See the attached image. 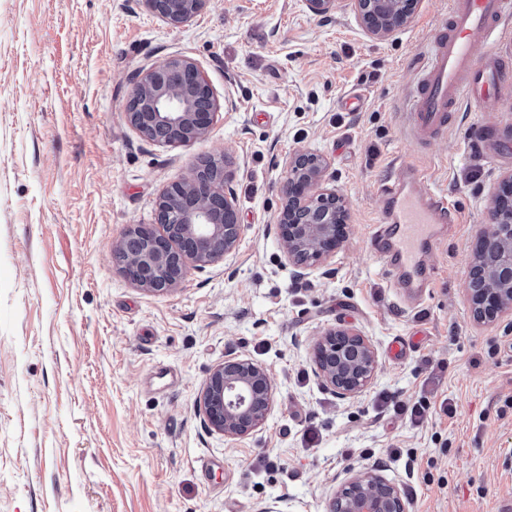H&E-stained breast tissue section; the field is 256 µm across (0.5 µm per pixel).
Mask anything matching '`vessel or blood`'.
<instances>
[{
  "label": "vessel or blood",
  "instance_id": "1",
  "mask_svg": "<svg viewBox=\"0 0 512 512\" xmlns=\"http://www.w3.org/2000/svg\"><path fill=\"white\" fill-rule=\"evenodd\" d=\"M509 19L512 0H449L410 96L407 120L416 139L446 131L462 104L483 111L502 99L506 60L494 48ZM479 43L488 48L481 59L474 53ZM427 183L426 175L409 165L401 179L380 189L382 219L374 243L387 275L411 293L432 287L435 272L422 256L440 243L443 226L455 213L447 196L429 192Z\"/></svg>",
  "mask_w": 512,
  "mask_h": 512
}]
</instances>
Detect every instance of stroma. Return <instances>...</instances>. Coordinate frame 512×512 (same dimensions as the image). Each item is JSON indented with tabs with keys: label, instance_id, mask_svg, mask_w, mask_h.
Returning a JSON list of instances; mask_svg holds the SVG:
<instances>
[{
	"label": "stroma",
	"instance_id": "obj_1",
	"mask_svg": "<svg viewBox=\"0 0 512 512\" xmlns=\"http://www.w3.org/2000/svg\"><path fill=\"white\" fill-rule=\"evenodd\" d=\"M447 12L448 0H419L375 37L350 7L320 16L305 0H206L181 26L145 0H0V512H328L347 474L376 461L410 512L512 503V315L475 322L466 295L512 175L500 155L512 88L493 111L462 106L428 142L404 131ZM173 56L233 101L188 146L128 121L135 75ZM301 151L325 156L349 224L335 257L302 276L277 230L284 167ZM213 157L236 198V249L173 291L137 287L115 242L156 225L162 191ZM404 163L458 211L425 257L437 277L420 301L390 287L370 244L378 190ZM332 327L377 351L360 395L317 373L313 346ZM233 356L267 367L274 404L261 428L227 439L198 401ZM400 400L426 403L422 419L394 410Z\"/></svg>",
	"mask_w": 512,
	"mask_h": 512
}]
</instances>
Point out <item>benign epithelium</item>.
I'll use <instances>...</instances> for the list:
<instances>
[{"mask_svg": "<svg viewBox=\"0 0 512 512\" xmlns=\"http://www.w3.org/2000/svg\"><path fill=\"white\" fill-rule=\"evenodd\" d=\"M164 21L180 26L193 18L205 0H145ZM365 30L383 37L404 25L418 0H348ZM138 111L128 113L131 126L162 144L189 145L202 138L218 108L198 65L173 57L138 73L131 91ZM326 159L303 151L289 160L283 180L284 203L277 217L280 241L294 268L305 271L336 254L348 235L345 199L324 186ZM225 185L223 160L206 172L196 166L188 177L172 182L157 203L159 233L132 226L114 246L130 255L129 279L148 291H170L189 268L204 269L232 252L242 234L233 193ZM492 231L473 251L467 293L473 318L491 322L512 314V207L494 200L489 209ZM314 363L325 385L338 396L366 390L378 368L370 340L347 328L320 334ZM268 369L244 357H231L211 370L199 398L204 424L235 439L265 424L272 408ZM329 512H409V501L396 485L371 465L348 477L329 502Z\"/></svg>", "mask_w": 512, "mask_h": 512, "instance_id": "7a95c632", "label": "benign epithelium"}]
</instances>
